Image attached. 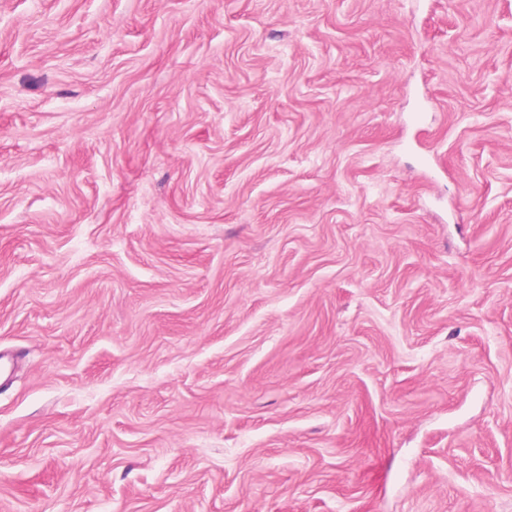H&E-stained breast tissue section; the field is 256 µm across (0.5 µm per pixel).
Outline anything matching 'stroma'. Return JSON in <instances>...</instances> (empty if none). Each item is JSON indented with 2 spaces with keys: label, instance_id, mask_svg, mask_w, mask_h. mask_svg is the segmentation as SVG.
Masks as SVG:
<instances>
[{
  "label": "stroma",
  "instance_id": "stroma-1",
  "mask_svg": "<svg viewBox=\"0 0 512 512\" xmlns=\"http://www.w3.org/2000/svg\"><path fill=\"white\" fill-rule=\"evenodd\" d=\"M0 512H512V0H0Z\"/></svg>",
  "mask_w": 512,
  "mask_h": 512
}]
</instances>
